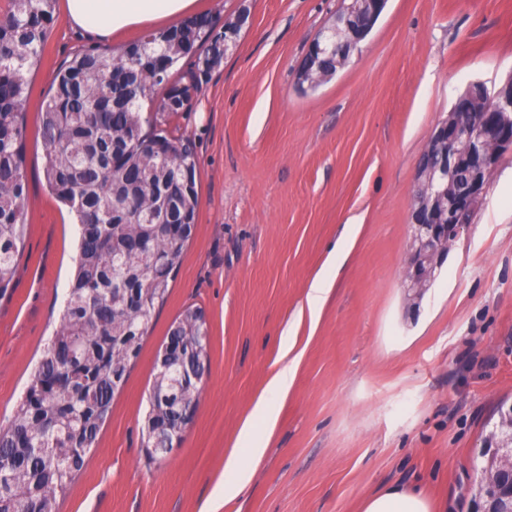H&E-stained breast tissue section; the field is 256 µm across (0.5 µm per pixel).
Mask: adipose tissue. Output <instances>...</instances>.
I'll list each match as a JSON object with an SVG mask.
<instances>
[{"mask_svg":"<svg viewBox=\"0 0 512 512\" xmlns=\"http://www.w3.org/2000/svg\"><path fill=\"white\" fill-rule=\"evenodd\" d=\"M198 0H65L69 27L94 35L99 42L165 21L193 14ZM265 452L251 424H244L224 466V498L233 500L251 479L244 459H257ZM432 500L423 492L393 484L362 499L359 512H433Z\"/></svg>","mask_w":512,"mask_h":512,"instance_id":"obj_1","label":"adipose tissue"}]
</instances>
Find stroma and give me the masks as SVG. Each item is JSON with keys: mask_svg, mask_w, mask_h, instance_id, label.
Returning a JSON list of instances; mask_svg holds the SVG:
<instances>
[{"mask_svg": "<svg viewBox=\"0 0 512 512\" xmlns=\"http://www.w3.org/2000/svg\"><path fill=\"white\" fill-rule=\"evenodd\" d=\"M342 0H200L236 46L174 123L195 150L193 238L84 466L54 512H358L391 484L473 512L486 441L512 407V151L416 308L404 260L433 126L474 81L512 72V0H388L360 52L314 91L295 79ZM58 20L25 103L27 226L0 303V423L58 324L75 227L43 175L38 112L55 71L96 48ZM327 276L317 314L306 295ZM201 309L209 370L195 414L147 461L145 407L172 322ZM294 371L274 428L256 406ZM265 445L249 484L218 495L241 427ZM248 20L246 10H241L233 19H225L224 26L220 30L215 28V33L224 38V52L235 44L237 33L243 28Z\"/></svg>", "mask_w": 512, "mask_h": 512, "instance_id": "1", "label": "stroma"}]
</instances>
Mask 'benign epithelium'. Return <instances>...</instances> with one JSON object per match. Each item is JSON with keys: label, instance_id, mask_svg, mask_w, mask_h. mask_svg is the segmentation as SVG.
<instances>
[{"label": "benign epithelium", "instance_id": "obj_1", "mask_svg": "<svg viewBox=\"0 0 512 512\" xmlns=\"http://www.w3.org/2000/svg\"><path fill=\"white\" fill-rule=\"evenodd\" d=\"M386 4L387 0H373L367 22L356 23L349 12L337 18L329 33L310 46L309 61L297 73V83L316 88L331 79L334 72L323 66L321 56L343 44L351 53L358 50ZM247 20L244 9L224 20V26L216 31L224 38V49L235 44ZM470 93L481 96L489 111L475 112L468 94L458 96L448 117L431 130L420 156L411 209V245L404 269V288L412 303L432 286L452 242L467 230L474 210L483 202L501 155L512 150V75L491 88L473 82ZM485 473L484 486L501 475L508 480L495 488V498H478L476 512H512V444L495 446Z\"/></svg>", "mask_w": 512, "mask_h": 512}]
</instances>
